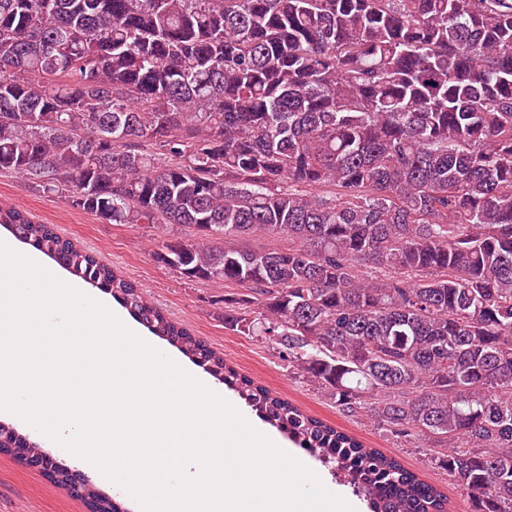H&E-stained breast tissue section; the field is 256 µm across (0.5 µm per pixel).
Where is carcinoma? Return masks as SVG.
Listing matches in <instances>:
<instances>
[{"instance_id": "cac0c4a2", "label": "carcinoma", "mask_w": 512, "mask_h": 512, "mask_svg": "<svg viewBox=\"0 0 512 512\" xmlns=\"http://www.w3.org/2000/svg\"><path fill=\"white\" fill-rule=\"evenodd\" d=\"M0 171L111 224L192 235L336 406L430 443L474 512H512V0H0ZM0 226L318 454L371 512H447L395 458L240 376L92 252ZM263 234L288 245L255 248ZM42 449L0 424V453ZM55 485L68 468L43 467ZM72 497L120 512L87 479Z\"/></svg>"}]
</instances>
